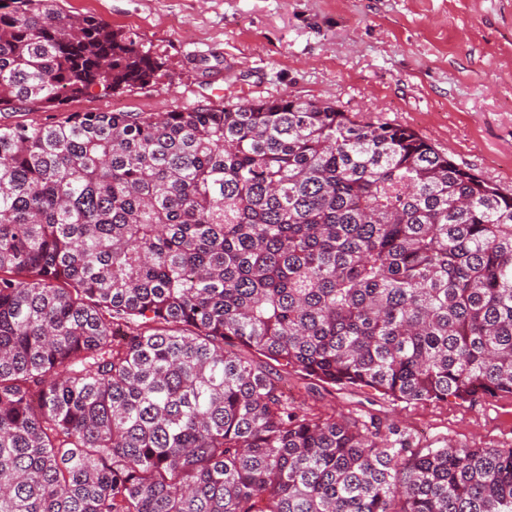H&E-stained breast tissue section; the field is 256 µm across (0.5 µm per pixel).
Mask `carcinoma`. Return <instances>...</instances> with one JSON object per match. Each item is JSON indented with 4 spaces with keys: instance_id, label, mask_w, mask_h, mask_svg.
I'll use <instances>...</instances> for the list:
<instances>
[{
    "instance_id": "cac0c4a2",
    "label": "carcinoma",
    "mask_w": 512,
    "mask_h": 512,
    "mask_svg": "<svg viewBox=\"0 0 512 512\" xmlns=\"http://www.w3.org/2000/svg\"><path fill=\"white\" fill-rule=\"evenodd\" d=\"M0 0V113L158 79ZM512 396V192L295 95L0 122V512H512V448H419L287 375Z\"/></svg>"
}]
</instances>
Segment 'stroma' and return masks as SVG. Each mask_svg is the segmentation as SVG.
<instances>
[{"label":"stroma","instance_id":"35a3bbf8","mask_svg":"<svg viewBox=\"0 0 512 512\" xmlns=\"http://www.w3.org/2000/svg\"><path fill=\"white\" fill-rule=\"evenodd\" d=\"M138 36L163 62L155 85L84 97L63 112L183 111L285 94L413 128L456 163L512 190V0H59ZM290 398L373 414L421 445L512 448V397L395 402L289 377Z\"/></svg>","mask_w":512,"mask_h":512}]
</instances>
